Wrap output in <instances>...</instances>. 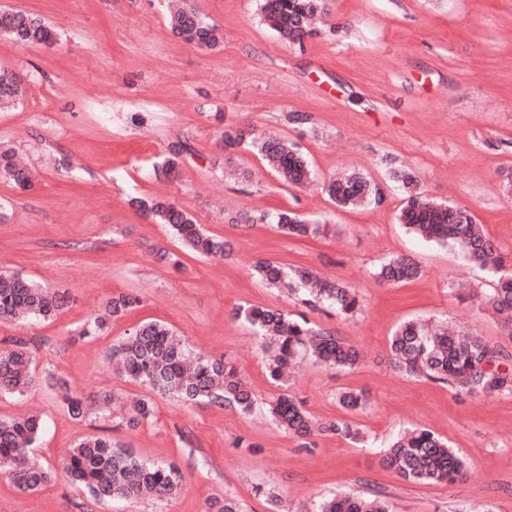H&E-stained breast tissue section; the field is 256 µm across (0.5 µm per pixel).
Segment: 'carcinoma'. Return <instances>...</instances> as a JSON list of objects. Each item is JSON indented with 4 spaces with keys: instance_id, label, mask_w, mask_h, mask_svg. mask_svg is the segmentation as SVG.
<instances>
[{
    "instance_id": "obj_1",
    "label": "carcinoma",
    "mask_w": 512,
    "mask_h": 512,
    "mask_svg": "<svg viewBox=\"0 0 512 512\" xmlns=\"http://www.w3.org/2000/svg\"><path fill=\"white\" fill-rule=\"evenodd\" d=\"M326 0H262V21L292 45H303L312 33V21L326 13ZM171 30L178 37L207 50L223 45V34L193 7L182 6L170 15ZM0 37L13 44L51 46L55 33L41 18L17 9H0ZM22 80L16 72L0 68V107L15 105L23 96ZM224 148L246 147L257 152L288 184L300 187L311 178L306 159L295 146L277 138L258 135L249 126H227L222 132ZM187 143L180 142L155 167L156 178L165 180L175 171ZM0 179L20 191L32 187L31 171L20 165L10 150L0 149ZM328 197L339 207H352L382 199L378 188L359 174L335 179L325 186ZM138 210L165 224L181 245L201 257L224 256V239L210 235L196 224L194 216L163 198L138 197L131 201ZM233 224H273L286 235L307 236L317 232L298 213L242 211L230 218ZM399 222L408 231L443 245L460 247L467 259L491 278L483 305L501 316L504 330L512 335V258L484 232L472 211L424 199L409 193ZM260 279L277 288L291 281L311 286L304 303L315 307L325 303L342 317L358 310L359 300L349 285L339 280L320 279L308 268L287 270L273 261L255 266ZM421 274L415 260L398 255L380 264L374 277L382 284L396 285ZM70 302L65 292L36 285L18 273L0 272V321H41L55 316ZM140 303L134 295L109 299L101 314L80 332L87 337L103 331L115 317L125 315ZM254 331L274 342V354L266 364L268 377L284 386L289 365L301 354H308L329 367H353L362 358L360 350L345 339L311 326L300 316L252 305L237 312ZM394 367L405 375L424 377L469 394L487 397L512 394V367L501 363L500 353L478 335L463 336L448 325L431 328L422 321L401 324L390 340ZM116 370L124 379L146 387L163 397H175L185 404H217L252 410L255 397L237 368L221 358L196 356L188 345L175 337L164 323L150 321L136 325L112 352ZM52 388L63 393L69 415L83 418L87 412L110 401V396L94 399L68 392L66 381L49 372L44 377ZM32 353L19 340L0 349V394L25 395L37 383ZM338 403L355 411L366 404L365 395L343 391ZM152 398H141L121 417L120 424L133 429L153 414ZM278 426L289 434L308 439L331 433L351 441L360 440L359 431L343 422L318 424L302 404L280 393L269 404ZM42 434V421L35 416L0 419V471L7 473L23 492H35L50 483L54 472L31 462L27 454ZM383 463L404 481L420 484L452 483L464 477L466 462L441 438L426 429L401 433L386 446ZM68 479L99 502L132 499H172L182 489L183 472L175 461L146 463L114 443L107 435H90L69 450L66 459ZM315 512H390L378 497H331L321 500Z\"/></svg>"
}]
</instances>
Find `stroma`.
Returning <instances> with one entry per match:
<instances>
[{"mask_svg": "<svg viewBox=\"0 0 512 512\" xmlns=\"http://www.w3.org/2000/svg\"><path fill=\"white\" fill-rule=\"evenodd\" d=\"M224 34L219 52L170 30L165 0H0L39 16L53 47L0 42V66L23 80L25 98L0 109V144L37 173L30 191L0 181V272H18L71 302L57 317L0 323V347L27 342L37 374L51 370L71 391L113 397L109 417L72 418L55 390L37 382L22 399L0 395V418L34 412L44 423L35 449L56 478L34 493L0 474V512H212L224 496L245 512H312L322 498L380 493L391 512H512V396L484 397L406 376L392 366L389 338L408 320H448L474 330L512 363V336L482 306L485 273L455 248L407 233L398 220L405 171L422 196L469 207L486 234L512 253V0H329L317 34L285 44L260 19V0H189ZM305 116L302 124L291 114ZM241 123L295 144L312 179L284 183L255 153L225 166L221 133ZM188 140L175 178L154 167ZM250 171V181L235 170ZM355 171L377 184L379 203L337 207L323 192L332 175ZM167 197L230 247L222 257L184 250L168 227L128 204ZM291 209L318 234L292 237L269 224L244 227L241 211ZM411 256L421 278L381 285L372 269ZM307 267L354 288L361 308L344 319L306 308L266 286L257 260ZM140 305L102 334L78 338L109 297ZM267 306L305 314L365 354L351 368L311 359L285 385L320 422L360 429L367 445L336 435L312 447L268 413L277 395L252 329L235 310ZM159 320L196 351L231 360L256 398L252 411L155 397L137 428L119 426L127 399L147 396L115 375L111 354L129 330ZM344 391L368 405L348 412ZM447 440L468 463L463 480L402 481L381 462L380 444L403 429ZM105 434L148 461H175L185 486L170 500L104 505L64 477L68 448Z\"/></svg>", "mask_w": 512, "mask_h": 512, "instance_id": "obj_1", "label": "stroma"}]
</instances>
